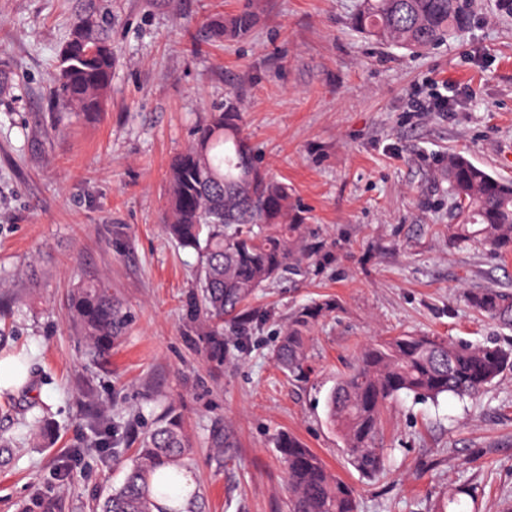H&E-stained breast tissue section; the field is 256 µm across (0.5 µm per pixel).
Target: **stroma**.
<instances>
[{"label":"stroma","instance_id":"obj_1","mask_svg":"<svg viewBox=\"0 0 512 512\" xmlns=\"http://www.w3.org/2000/svg\"><path fill=\"white\" fill-rule=\"evenodd\" d=\"M464 2L446 42L411 52L353 26L360 0H112V86L101 116L84 118L54 93L75 0H0V353L29 369L24 389L0 392V433L18 446L0 512H95L171 406L207 512H288L283 433L351 487L359 512H435L463 484L476 512H512V371L472 398L388 402L374 479L326 422L329 390L367 343L412 333L512 348V327L468 304L512 295V255L448 234V155L512 180V14ZM244 10L248 34L208 36V21ZM439 84L450 111H411ZM229 99L316 252L249 301L245 326L225 320L218 362L194 318L197 255L162 226L171 158ZM96 279L129 316L100 362L68 317L72 288ZM325 302L309 370L289 375L278 334ZM34 402L52 422L47 448L22 423Z\"/></svg>","mask_w":512,"mask_h":512}]
</instances>
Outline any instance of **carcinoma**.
Wrapping results in <instances>:
<instances>
[{"mask_svg":"<svg viewBox=\"0 0 512 512\" xmlns=\"http://www.w3.org/2000/svg\"><path fill=\"white\" fill-rule=\"evenodd\" d=\"M78 16L90 24L70 28L58 53L57 94L62 108L82 116L104 111L114 57L109 30L112 0H81ZM462 21L459 0H361L354 25L362 33L406 49H425L447 39ZM253 17L240 13L209 25L210 36H242ZM166 233L199 259L200 313L208 325L210 351L224 353V317L239 319L256 292L306 254L304 225L289 202L288 184L275 179L244 135L236 102L207 113L194 141L170 164ZM448 196L457 222L448 232L458 242L477 241L512 252V181L453 154L444 162ZM476 313L512 322V297L485 291L469 297ZM328 308L302 309L284 328L274 359L299 376L307 369L306 333ZM72 320L89 355L104 359L120 342L128 316L103 280L77 287L69 298ZM512 370V350L496 343L472 345L440 336L402 334L363 348L326 401L355 470L374 477L384 467L379 435L384 405L402 395L436 400L472 397ZM288 475L289 512H357L353 491L323 461L292 436L277 440ZM194 448L184 418L165 412L139 439L125 464L124 482L96 505V512H205L204 494L194 490L184 507L165 506ZM461 488L439 512H467Z\"/></svg>","mask_w":512,"mask_h":512,"instance_id":"carcinoma-1","label":"carcinoma"}]
</instances>
